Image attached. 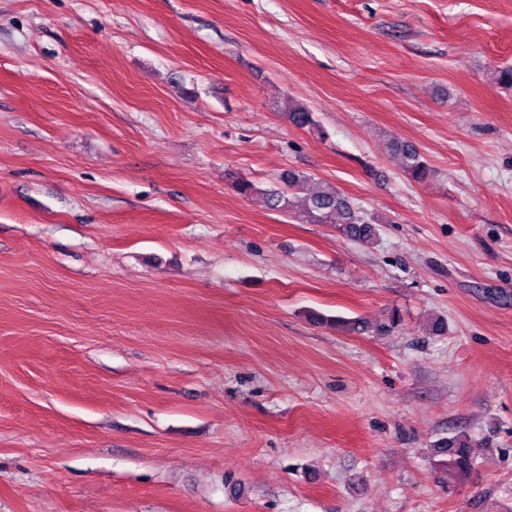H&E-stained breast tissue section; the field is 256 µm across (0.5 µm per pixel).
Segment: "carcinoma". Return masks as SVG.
<instances>
[{
    "instance_id": "cac0c4a2",
    "label": "carcinoma",
    "mask_w": 512,
    "mask_h": 512,
    "mask_svg": "<svg viewBox=\"0 0 512 512\" xmlns=\"http://www.w3.org/2000/svg\"><path fill=\"white\" fill-rule=\"evenodd\" d=\"M396 149L403 159L405 173L412 180L420 182L428 177L430 167L415 147L398 143ZM310 181L312 177L302 172L286 171L281 176L283 188L265 191L270 207L288 212L291 209V196L303 192L305 193V221L317 224H341L344 226L346 235L358 241L375 238L376 230L371 218L334 190H308ZM314 321L319 324H335L348 331L364 330L363 323L352 318L316 314ZM478 448L480 445L474 443L470 436L464 433L442 437L433 444L432 467L446 475L466 476L474 466Z\"/></svg>"
}]
</instances>
